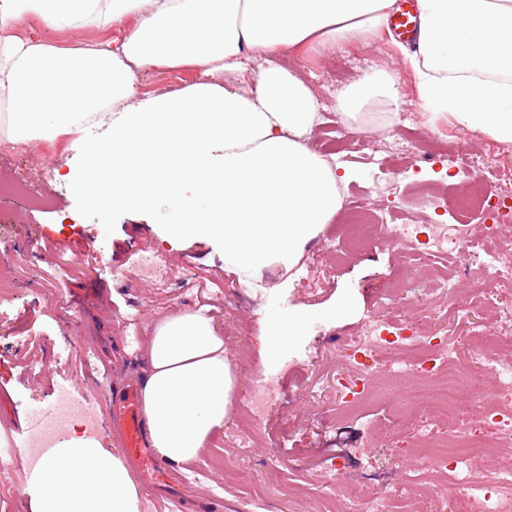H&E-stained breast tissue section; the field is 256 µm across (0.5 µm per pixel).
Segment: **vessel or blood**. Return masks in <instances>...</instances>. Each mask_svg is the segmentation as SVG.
Segmentation results:
<instances>
[{"label": "vessel or blood", "instance_id": "1", "mask_svg": "<svg viewBox=\"0 0 512 512\" xmlns=\"http://www.w3.org/2000/svg\"><path fill=\"white\" fill-rule=\"evenodd\" d=\"M389 28L400 43L414 49L418 46L416 0H399L389 19ZM108 417L112 435L120 444L123 456L140 482L153 486L157 497L171 505V512L184 508V477L181 472L159 459L144 434L139 404V388L128 383L113 393Z\"/></svg>", "mask_w": 512, "mask_h": 512}]
</instances>
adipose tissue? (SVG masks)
<instances>
[{"label":"adipose tissue","instance_id":"obj_1","mask_svg":"<svg viewBox=\"0 0 512 512\" xmlns=\"http://www.w3.org/2000/svg\"><path fill=\"white\" fill-rule=\"evenodd\" d=\"M395 0H0V101L9 140L70 138L84 159L67 173L101 218L160 212L172 237L224 240V267L248 278L292 266L341 207L340 177L308 141L311 87L285 52L354 41L386 25ZM420 47L406 53L421 107L512 144V0H418ZM138 16L126 28L130 16ZM26 17L60 29L124 28L122 38L61 49L7 31ZM265 65L250 94L224 83L245 57ZM196 68L175 94L137 97L140 70ZM395 80L372 71L340 98L352 118L398 105ZM272 354L306 320L268 302ZM140 399L152 448L181 464L222 432L236 386L224 334L206 308L175 309L148 328ZM34 512H138L122 462L77 437L43 458Z\"/></svg>","mask_w":512,"mask_h":512}]
</instances>
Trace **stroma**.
<instances>
[{"label": "stroma", "mask_w": 512, "mask_h": 512, "mask_svg": "<svg viewBox=\"0 0 512 512\" xmlns=\"http://www.w3.org/2000/svg\"><path fill=\"white\" fill-rule=\"evenodd\" d=\"M60 48L117 37L115 29L72 32L35 17L13 30ZM408 77L403 100L417 96L412 69L399 45L381 36L374 47L350 49L344 59L286 56L281 63L309 75L320 101L322 125L310 145L328 155L354 196H370L376 208L415 200L444 184L459 193L467 175L448 164L417 162L391 176L384 195H368L378 175L370 158L341 151L336 105L346 83L335 78L345 65L360 79L368 63ZM455 129L452 119L431 120L375 102L348 122L353 131H387L422 137L425 128ZM83 158L69 139L37 146L0 147V179L31 185L34 198L0 195V512H33L26 488L33 470L14 458L19 429L33 411L59 395L107 404L102 392L126 382L112 370L123 358L145 372L137 345L150 323L175 308L211 307L238 383L222 434L194 463L182 466L190 481L185 512H202L196 495L224 499V512H371L383 499L386 512H470L465 490L436 469L417 463L416 416L410 411L411 375L359 382L344 357L357 349L368 316L406 321L424 335L458 341L462 353L479 347L475 335L512 317V282L479 293L487 253L512 242V223L485 231L473 218V236L460 257L403 260L399 250L366 230L334 218L304 247L293 268L274 265L239 280L224 268V241L173 239L151 215L114 211L101 226L96 210L70 183L44 179L46 168L80 171ZM341 248L340 257L328 249ZM275 301L319 322L297 336L275 364L265 362V305ZM265 374L275 399L263 418L248 412L252 380Z\"/></svg>", "instance_id": "obj_1"}]
</instances>
